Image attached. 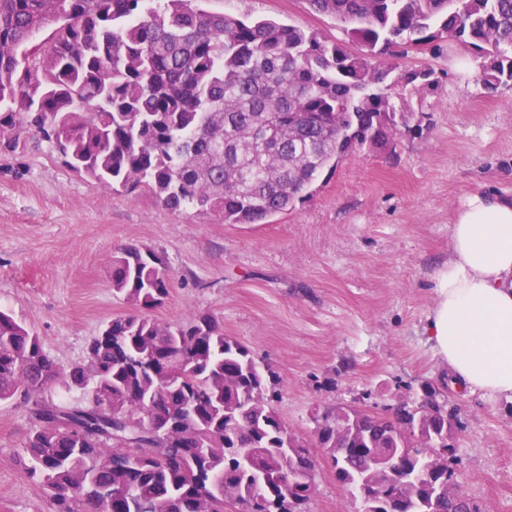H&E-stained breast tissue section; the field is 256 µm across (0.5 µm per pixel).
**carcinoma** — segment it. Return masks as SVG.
Wrapping results in <instances>:
<instances>
[{"instance_id":"1","label":"carcinoma","mask_w":512,"mask_h":512,"mask_svg":"<svg viewBox=\"0 0 512 512\" xmlns=\"http://www.w3.org/2000/svg\"><path fill=\"white\" fill-rule=\"evenodd\" d=\"M198 2L0 0V154L35 139L112 191L262 224L336 168L344 137L385 152L409 127V99L439 80L385 58L390 46L451 38L480 55L486 92L512 90V0H308L360 51ZM110 279L135 312L113 316L66 368L0 310V403L31 402L17 462L47 512H308L320 455L354 512H375L366 485L388 512H481L459 488L440 391L387 413L327 409L319 431L299 436L279 415L276 373L216 318L149 315L170 295L162 257L126 248ZM59 379L81 399L43 400Z\"/></svg>"}]
</instances>
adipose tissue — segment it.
Wrapping results in <instances>:
<instances>
[{
  "label": "adipose tissue",
  "instance_id": "ef3b65f1",
  "mask_svg": "<svg viewBox=\"0 0 512 512\" xmlns=\"http://www.w3.org/2000/svg\"><path fill=\"white\" fill-rule=\"evenodd\" d=\"M425 332L453 383L512 398V199L471 196L449 226Z\"/></svg>",
  "mask_w": 512,
  "mask_h": 512
}]
</instances>
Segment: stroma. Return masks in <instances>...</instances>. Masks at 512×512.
Masks as SVG:
<instances>
[{"label": "stroma", "mask_w": 512, "mask_h": 512, "mask_svg": "<svg viewBox=\"0 0 512 512\" xmlns=\"http://www.w3.org/2000/svg\"><path fill=\"white\" fill-rule=\"evenodd\" d=\"M201 6L346 37L307 0ZM406 63L434 69L440 84L413 101L392 152L356 153L263 224L173 212L145 189L111 192L66 170L45 143L1 156L0 309L69 366L110 317L130 310L112 291V253L149 248L173 275L153 317L217 318L277 374L278 409L293 432L310 436L316 411L383 412L434 387L463 424L461 490L484 512H512V399L456 390L424 330L454 213L476 194L512 196V90L486 94L478 58L455 41L410 51ZM35 423L23 400L0 404V512H47L16 463ZM352 508L320 460L310 512Z\"/></svg>", "instance_id": "35a3bbf8"}]
</instances>
